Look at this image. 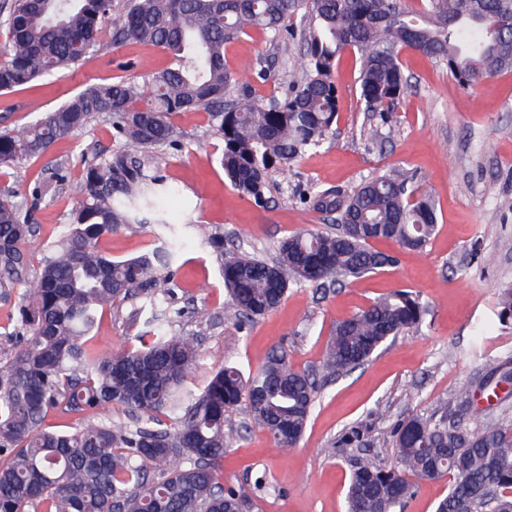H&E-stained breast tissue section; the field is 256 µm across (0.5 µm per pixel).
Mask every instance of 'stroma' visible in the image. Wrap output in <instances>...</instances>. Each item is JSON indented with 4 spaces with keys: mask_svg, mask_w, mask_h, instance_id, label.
Masks as SVG:
<instances>
[{
    "mask_svg": "<svg viewBox=\"0 0 512 512\" xmlns=\"http://www.w3.org/2000/svg\"><path fill=\"white\" fill-rule=\"evenodd\" d=\"M301 53V39L277 44L257 32L226 49L230 65L266 70L267 80L252 83L263 102L283 92V64ZM400 61L410 87L383 122L364 110L354 55L338 60L334 134L275 176L276 187L261 205L225 180L217 162L224 143L213 135L206 114H181L174 143L149 159L172 190L165 200L170 224L156 223L154 211L144 210L136 224L100 242L113 259L123 260L179 239L170 266L172 306L182 313L183 332L198 339L187 382L195 391L227 362L254 373L276 347L287 350L294 367L315 369L336 321L397 289L419 294L426 308L421 326L387 340L363 366L322 386L297 447L275 448L245 412L232 416L243 432L224 456L221 478L251 495L253 512H346L349 470L344 456H328L327 448L350 432L353 452L389 459L390 431L398 421L444 410L461 381L482 378L489 358L512 357V329L500 325L497 307L500 290L512 286V72L465 89L442 63L418 51L403 50ZM170 64V56L151 45L109 47L74 70L0 91V130L29 125L89 84L131 79ZM114 144L111 122L96 121L54 144L48 159L0 171V193L20 199L39 184L53 186L34 214V262L67 228L76 206L68 185L81 177L82 157L111 151ZM395 168L414 175L435 202L437 228L423 252L379 240L377 249L397 256L395 267L330 288L294 283L278 308L257 322L239 326L225 318L228 296L219 261L205 243L208 233H223L226 249L274 259L281 238L334 224V215L306 203L310 191L348 190ZM60 174L65 182H57ZM137 307L129 301L105 310L88 348L135 345L146 320ZM454 415L474 427L512 422V399L503 403L479 393Z\"/></svg>",
    "mask_w": 512,
    "mask_h": 512,
    "instance_id": "stroma-1",
    "label": "stroma"
}]
</instances>
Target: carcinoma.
I'll return each instance as SVG.
<instances>
[{
  "label": "carcinoma",
  "mask_w": 512,
  "mask_h": 512,
  "mask_svg": "<svg viewBox=\"0 0 512 512\" xmlns=\"http://www.w3.org/2000/svg\"><path fill=\"white\" fill-rule=\"evenodd\" d=\"M0 26V91L74 67L109 46L151 44L170 67L87 86L39 113L23 130L0 132V168L45 156L57 141L98 119L112 121L115 152L84 164L70 185L78 199L55 250L31 270L30 202L0 198V296L18 294L0 361V512H243L246 491L224 488L220 466L238 430L227 418L246 405L252 421L283 449L301 440L320 379L360 367L388 339L418 327L419 296L398 289L332 327L319 371L295 369L283 350L254 374L219 368L203 390H185L198 341L177 332L169 266L178 244L114 260L102 238L153 208L161 177L147 153L173 142V116L204 112L224 141L219 165L238 193L262 204L272 177L323 146L339 116L334 72L346 53L360 64V99L385 122L407 89L399 53L417 50L448 67L462 86L512 71V0H5ZM259 31L273 43L303 33L306 50L291 64L282 99L251 96L226 58L228 44ZM309 206L336 213V231L306 229L282 238L268 261L224 253V234L206 244L222 258L227 313L239 322L275 310L291 280L319 286L358 279L396 264L372 246L393 240L422 250L437 223L433 199L400 171L376 175ZM144 299L150 330L140 346L95 353L86 338L116 303ZM512 383V362L488 366L480 384L462 382L448 405L475 389ZM122 409L114 419L103 412ZM79 417L71 430L46 423L55 409ZM347 512H405L417 481L450 478L436 512H482L481 490L512 512V424L471 428L448 416L414 415L393 432L392 461L348 457Z\"/></svg>",
  "instance_id": "cac0c4a2"
}]
</instances>
